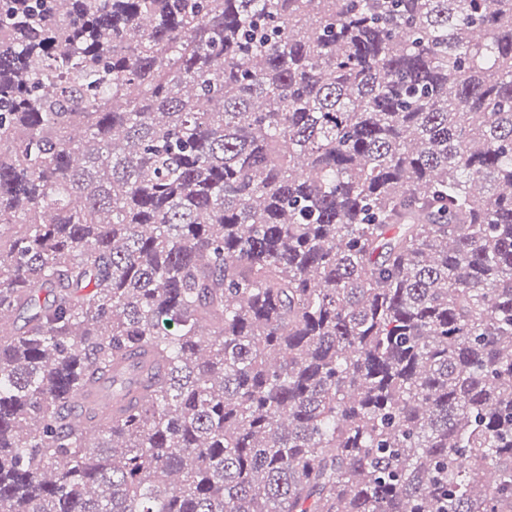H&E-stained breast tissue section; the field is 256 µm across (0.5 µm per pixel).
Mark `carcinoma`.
Instances as JSON below:
<instances>
[{
	"instance_id": "obj_1",
	"label": "carcinoma",
	"mask_w": 512,
	"mask_h": 512,
	"mask_svg": "<svg viewBox=\"0 0 512 512\" xmlns=\"http://www.w3.org/2000/svg\"><path fill=\"white\" fill-rule=\"evenodd\" d=\"M3 309L0 512H512V0H0Z\"/></svg>"
}]
</instances>
